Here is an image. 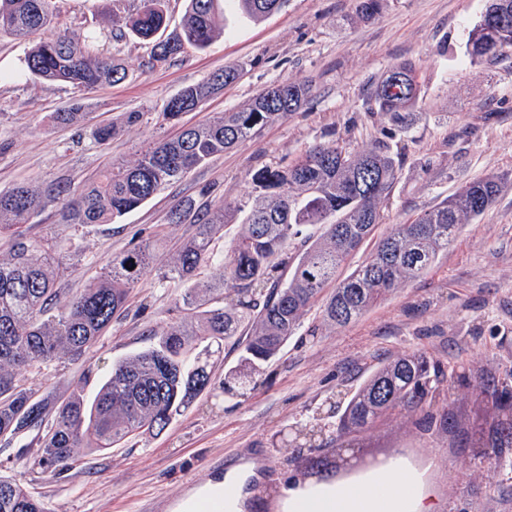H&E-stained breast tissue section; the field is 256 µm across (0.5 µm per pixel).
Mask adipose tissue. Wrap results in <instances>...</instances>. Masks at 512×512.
Returning a JSON list of instances; mask_svg holds the SVG:
<instances>
[{
	"instance_id": "obj_1",
	"label": "adipose tissue",
	"mask_w": 512,
	"mask_h": 512,
	"mask_svg": "<svg viewBox=\"0 0 512 512\" xmlns=\"http://www.w3.org/2000/svg\"><path fill=\"white\" fill-rule=\"evenodd\" d=\"M252 468L241 465L216 476L187 502L186 512H245ZM283 512H433L421 479L403 459L345 485L326 479L315 485L282 490Z\"/></svg>"
}]
</instances>
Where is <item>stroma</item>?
<instances>
[{
	"mask_svg": "<svg viewBox=\"0 0 512 512\" xmlns=\"http://www.w3.org/2000/svg\"><path fill=\"white\" fill-rule=\"evenodd\" d=\"M139 0H55L62 30L77 42L98 35L101 51L125 66L116 85L80 91L34 79L24 68L27 43L0 32V193L21 183H62L81 189L113 163L134 162L151 143L172 136L163 105L185 87L233 66L234 84L183 115L204 122L246 107L281 82L309 86L297 111L250 140L188 172L142 207L113 224H62L55 207L26 225L32 240H53L69 271L57 282L62 296L86 288L112 258L153 240L152 271L134 288L123 316L83 355L26 374L39 395L62 401L93 397L115 362L148 349L153 332L182 320L181 286L163 283L192 224H172L170 210L186 199L233 203L250 190L264 166L286 167L310 147L336 143L351 151L381 147L399 163L398 180L377 228L409 223L460 186L488 175L505 184L492 206L462 225L456 239L421 277L397 290L348 327L328 326L320 307L305 312L281 353L264 364L246 395L224 392L225 373L241 349L226 342L190 359L205 365L211 385L160 433L130 437L102 452L79 449L77 462L57 475L34 460L30 436L0 445V475L19 480L46 512H179L209 480L249 462L255 475L251 512H281L278 488L307 482L309 465L335 466L362 453L406 459L418 472L437 512H512V458L479 461L467 434L490 422L491 396L482 379L512 389V50L494 62L471 65L465 55L470 25L485 0H385L363 19L358 0H285L252 22L227 12L209 47L188 49L174 62L145 69L153 45L130 36L110 40ZM411 60L420 94L395 125L380 112L374 92L392 64ZM80 112L75 125L56 124L57 112ZM140 113L126 122L127 113ZM115 132L99 144L104 126ZM421 354L453 377L435 415L453 414V432H425L393 415L357 433L338 430L351 393L382 362ZM314 424V440H297Z\"/></svg>",
	"mask_w": 512,
	"mask_h": 512,
	"instance_id": "35a3bbf8",
	"label": "stroma"
}]
</instances>
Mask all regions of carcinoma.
<instances>
[{"mask_svg": "<svg viewBox=\"0 0 512 512\" xmlns=\"http://www.w3.org/2000/svg\"><path fill=\"white\" fill-rule=\"evenodd\" d=\"M258 21L284 0H188L180 31L164 35L163 0H140L125 28L112 32L121 41L130 33L156 39L150 68L179 58L191 47L205 49L220 24L224 5ZM53 0H0V28L29 44L28 71L37 79L62 82L82 90L113 84L126 71L96 48V37L78 44L65 34L42 40L55 27ZM512 48V0H486L468 31L470 64L488 62ZM407 75L405 89L392 90L385 75L375 91L380 110L395 122L416 102L420 85L409 60L391 67ZM237 78L226 67L188 86L163 107L165 121H177L198 109ZM309 88L278 83L249 107L226 112L146 149L137 163L115 164L79 192L59 184L42 189L27 184L0 194V234L13 238V255L0 262V436L34 434L40 454L35 464L61 473L77 448L102 451L135 434L160 432L190 399L210 385L203 366H192V346L227 341L239 333L242 319L253 318L241 354V369L230 372L224 393L243 395L251 371L276 358L300 325L302 314L323 296V318L345 327L395 290L419 278L448 251L461 225L484 213L502 186L489 175L461 186L435 208L408 224H396L375 250L349 273L344 270L382 220V206L398 178L396 159L380 148L349 152L336 145H316L288 167L265 166L251 175L252 193L230 208L224 202L198 204L193 199L171 210L168 223L195 225L181 245L177 262L161 274L162 282L185 285L177 298L186 312L156 344L112 366L93 400L73 395L57 404L34 398L20 376L65 357L79 356L96 343L112 321L125 312L131 289L149 271L151 243L146 241L112 259L83 292L62 298L57 281L66 267L48 239L32 242L24 225L50 203L59 204L62 224H111L137 209L191 169L253 137L260 129L299 109ZM246 214L245 231L224 255L223 274L214 284L197 281L198 271L215 261L214 241L230 210ZM224 296V306H207L208 294ZM444 376L422 355L407 354L380 366L352 393L340 417V429L361 430L399 410L415 417L424 431L439 424L458 427L446 413L430 412L443 394ZM495 393L489 429L472 432L474 448H512V397ZM0 512H45L23 485L0 476Z\"/></svg>", "mask_w": 512, "mask_h": 512, "instance_id": "cac0c4a2", "label": "carcinoma"}]
</instances>
